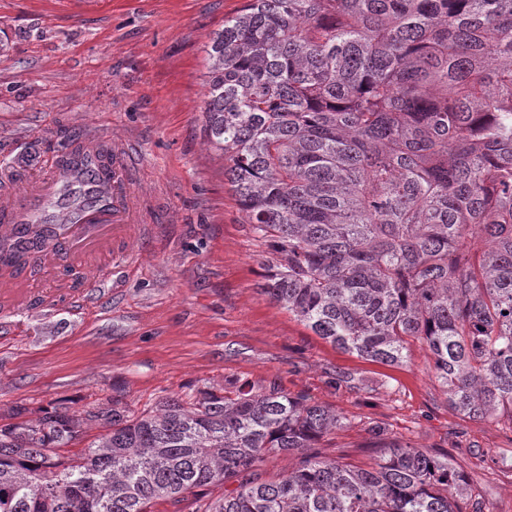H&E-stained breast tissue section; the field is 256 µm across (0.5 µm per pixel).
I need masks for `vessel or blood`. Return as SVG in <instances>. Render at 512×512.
<instances>
[{"label": "vessel or blood", "instance_id": "vessel-or-blood-1", "mask_svg": "<svg viewBox=\"0 0 512 512\" xmlns=\"http://www.w3.org/2000/svg\"><path fill=\"white\" fill-rule=\"evenodd\" d=\"M144 163L134 141L85 132L75 151L54 155L30 192L0 193V233L23 243L28 261L0 251V334L22 335L23 316L65 298L71 312L97 307L94 285L118 266H136L135 241L159 211L148 210L134 177ZM46 274L51 289L34 287L29 267Z\"/></svg>", "mask_w": 512, "mask_h": 512}]
</instances>
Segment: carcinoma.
I'll use <instances>...</instances> for the list:
<instances>
[{
	"label": "carcinoma",
	"instance_id": "obj_1",
	"mask_svg": "<svg viewBox=\"0 0 512 512\" xmlns=\"http://www.w3.org/2000/svg\"><path fill=\"white\" fill-rule=\"evenodd\" d=\"M208 138L260 290L333 347L384 365L423 344L447 402L512 412V0H247L211 39ZM95 423L76 459L54 449ZM336 411L232 384L129 415L57 403L0 426V512H461L448 458L392 441L369 468L312 451ZM296 459L260 481L270 455Z\"/></svg>",
	"mask_w": 512,
	"mask_h": 512
}]
</instances>
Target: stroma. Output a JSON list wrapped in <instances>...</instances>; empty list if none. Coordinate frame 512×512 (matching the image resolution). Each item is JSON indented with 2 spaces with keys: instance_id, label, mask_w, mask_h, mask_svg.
I'll list each match as a JSON object with an SVG mask.
<instances>
[{
  "instance_id": "35a3bbf8",
  "label": "stroma",
  "mask_w": 512,
  "mask_h": 512,
  "mask_svg": "<svg viewBox=\"0 0 512 512\" xmlns=\"http://www.w3.org/2000/svg\"><path fill=\"white\" fill-rule=\"evenodd\" d=\"M245 0H0V161L40 166L67 134L101 125L134 138L137 187L163 211L135 271L99 284L96 312L56 307L0 340V425L65 401L131 413L232 383L276 384L335 409L320 455L368 467L380 439L449 456L462 507L512 512V416L452 408L424 345L398 366L332 347L261 294L264 245L248 230L224 154L204 133L207 50Z\"/></svg>"
}]
</instances>
